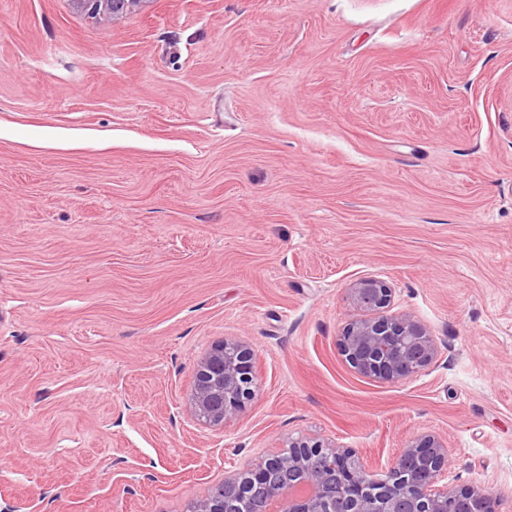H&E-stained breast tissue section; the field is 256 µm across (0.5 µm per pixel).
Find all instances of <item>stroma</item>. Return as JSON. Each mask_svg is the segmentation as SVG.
Segmentation results:
<instances>
[{"label":"stroma","mask_w":512,"mask_h":512,"mask_svg":"<svg viewBox=\"0 0 512 512\" xmlns=\"http://www.w3.org/2000/svg\"><path fill=\"white\" fill-rule=\"evenodd\" d=\"M371 276L434 336L366 378ZM255 396L205 425L216 344ZM443 438L512 512V0H0V512H188L289 440ZM74 8L92 19L104 22L126 15L151 0H69ZM345 291L355 309L375 314L347 323L339 339L346 362L359 374L398 382L424 371L435 361L436 341L422 323L407 313L378 315L392 300V290L384 281L360 278ZM256 368L254 351L242 341H224L198 364L191 405L195 415L214 427L236 420L252 389Z\"/></svg>","instance_id":"1"}]
</instances>
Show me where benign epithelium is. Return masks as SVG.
<instances>
[{"label": "benign epithelium", "mask_w": 512, "mask_h": 512, "mask_svg": "<svg viewBox=\"0 0 512 512\" xmlns=\"http://www.w3.org/2000/svg\"><path fill=\"white\" fill-rule=\"evenodd\" d=\"M92 19L111 22L150 0H70ZM357 310L373 316L350 321L340 346L359 374L398 382L427 369L437 358L434 336L412 315H383L392 290L373 277L346 288ZM254 351L242 341L215 346L198 364L191 405L214 427L238 418L252 389ZM452 457L441 439L411 441L383 467L364 463L354 450L320 440H295L282 452L260 456L250 468L224 476L192 512H491V493L480 486L444 481Z\"/></svg>", "instance_id": "benign-epithelium-1"}]
</instances>
